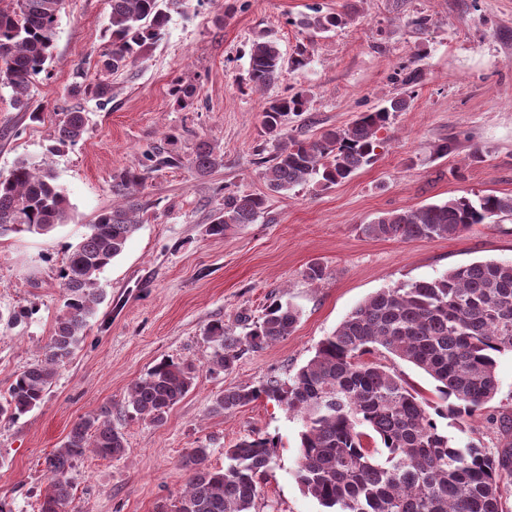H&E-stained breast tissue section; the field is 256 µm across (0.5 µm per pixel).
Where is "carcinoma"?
<instances>
[{
    "instance_id": "obj_1",
    "label": "carcinoma",
    "mask_w": 512,
    "mask_h": 512,
    "mask_svg": "<svg viewBox=\"0 0 512 512\" xmlns=\"http://www.w3.org/2000/svg\"><path fill=\"white\" fill-rule=\"evenodd\" d=\"M64 0H0V78L11 88L16 109L39 118L29 97L32 79L52 58L55 23ZM111 49L107 69L116 73L135 63L142 51L162 39L171 11L188 0H109ZM346 22L344 14H314L303 24L328 31ZM284 57L272 37L253 40L249 82L262 91L279 77ZM176 102L194 103L196 88L179 85ZM409 100L396 96L362 112L348 126L330 129L311 141L285 132L289 115L307 110L295 92L265 103V134L278 142L276 154L261 162L259 175L279 193L317 180L326 186L349 178L376 156L377 133ZM86 133L82 112L64 113L53 140L65 147ZM187 163L200 174L224 166L216 143L200 141ZM140 170H127L112 186L121 202L100 211L89 232L72 247L62 270L65 310L57 318L44 357L16 375L0 397V420L15 421L43 401L58 368L84 338L88 319L100 302L97 274L119 256L138 229L141 205L136 194ZM266 198L235 191L207 228L210 236L252 224L265 212ZM70 204L48 167L19 160L0 176V234H48L67 223ZM496 216H512V195L466 196L440 204L391 212L360 225L372 238L433 239L458 236ZM300 318L290 303L274 302L262 319L236 335L224 323L207 328L213 344L212 373L232 369L247 349H259L289 336ZM512 353V262H473L442 275L379 291L355 307L318 345L315 354L288 380L268 378L252 388L218 394L214 413H231L259 398L300 417L303 430L295 479L325 512H508L512 493V415L489 414L487 422L506 439L495 453L475 444L458 445L445 426L463 429L483 415L498 389L497 357ZM388 354L424 371L435 382L437 400L428 402L387 365L371 359ZM194 369L163 360L134 381L124 399L130 418L163 424L190 391ZM270 437L245 439L224 452L221 469L208 465L209 448L192 450L185 460L186 489L158 512H253L259 480L275 457ZM91 451L120 458L123 433L112 426L107 409L81 419L47 459L51 482L40 508L66 512L71 499L67 477L73 463Z\"/></svg>"
}]
</instances>
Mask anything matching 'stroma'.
I'll return each mask as SVG.
<instances>
[{
  "label": "stroma",
  "instance_id": "obj_1",
  "mask_svg": "<svg viewBox=\"0 0 512 512\" xmlns=\"http://www.w3.org/2000/svg\"><path fill=\"white\" fill-rule=\"evenodd\" d=\"M315 6L349 19L313 31L302 20ZM109 15V0H64L51 62L30 88L41 120L15 109L10 87L0 84V175L20 159L45 164L71 205L68 222L50 234L0 236V313L30 312L15 325L0 320L1 394L42 358L64 311L59 271L67 250L111 206L114 179L157 149L172 161L146 170L143 222L99 273L101 301L43 402L18 420H0V500L11 512H38L46 457L75 423L108 406L126 452L118 459L89 452L73 464L68 512H156L185 489L191 449L208 447L209 466L220 469L225 449L258 435L279 445L256 512H323L294 477L299 418L264 398L214 414L213 399L288 379L375 292L475 261L512 262V216L447 239L384 240L360 230L388 212L512 194V0H190L172 12L161 41L116 73L104 67ZM261 36L276 38L285 58L303 53L306 64L284 67L276 84L258 91L248 80L249 49ZM413 70L419 82L404 85ZM178 82L196 87L193 106L176 103ZM104 84L110 92L98 96ZM296 91L306 94L307 110L286 127L308 141L396 95L412 103L379 131L375 160L349 179L270 196L258 172L276 143L263 132L262 108ZM70 110L84 113L87 131L49 153L55 125ZM202 139L224 152L223 167L203 176L187 163ZM443 143L445 156L436 152ZM228 190L266 194L267 208L255 223L210 236ZM314 263L326 267L324 280L307 278ZM276 301L299 308L294 332L246 352L230 371L210 373L207 327L220 321L242 334ZM164 359L195 367L192 389L164 425L128 418V387Z\"/></svg>",
  "mask_w": 512,
  "mask_h": 512
}]
</instances>
